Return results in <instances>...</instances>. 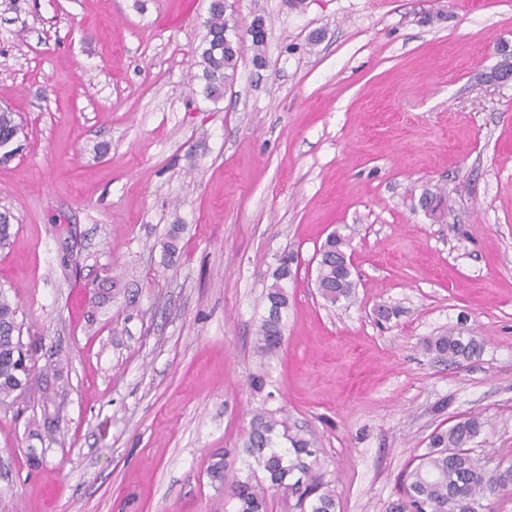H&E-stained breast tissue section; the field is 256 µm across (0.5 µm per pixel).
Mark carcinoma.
<instances>
[{
    "mask_svg": "<svg viewBox=\"0 0 512 512\" xmlns=\"http://www.w3.org/2000/svg\"><path fill=\"white\" fill-rule=\"evenodd\" d=\"M231 16L223 5L212 0L205 21L206 33L195 50L201 68L202 94L217 102L234 81L240 56V44L249 38L255 50L254 60L261 61L265 37L247 29L244 34L230 25ZM22 132L15 113L0 108V147H9ZM421 205L430 216L440 220L448 204L444 196H423ZM13 224L8 212H0V249L10 246ZM350 236L330 233L319 248L316 288L321 298L332 306L347 303L355 295L353 264L348 254ZM264 299L268 314L263 317L255 339L261 357L276 354L283 344L282 311L288 307V294L279 284L268 288ZM424 350L450 363H461L478 356L482 344L473 336L450 330L423 341ZM49 350L47 365L36 366L32 346L22 340L17 307L0 291V406L9 407L36 395L44 408L45 429L59 422L57 398L62 386L61 373ZM54 411H49V408ZM486 421L479 415L465 417L446 429L429 436L426 452L417 456L416 464L406 472L403 494L388 505V512H482V501L490 496L512 499V463H498L490 469L473 454L469 444L485 429ZM236 454L251 459L263 473L268 487L296 497L299 512H336V495L318 469L317 450L311 441L288 425V418L277 412L260 410L250 421L248 436ZM211 482L224 488L233 512H268V502L253 482L255 474L240 478L229 473L221 458L211 464Z\"/></svg>",
    "mask_w": 512,
    "mask_h": 512,
    "instance_id": "carcinoma-1",
    "label": "carcinoma"
}]
</instances>
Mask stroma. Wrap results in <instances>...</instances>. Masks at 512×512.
<instances>
[{
	"label": "stroma",
	"mask_w": 512,
	"mask_h": 512,
	"mask_svg": "<svg viewBox=\"0 0 512 512\" xmlns=\"http://www.w3.org/2000/svg\"><path fill=\"white\" fill-rule=\"evenodd\" d=\"M256 13L267 65L243 45L213 103L208 0H0V107L26 133L0 161V291L36 359H66L55 437L37 401L0 410V512H232L208 469L260 407L312 441L336 512H385L431 432L473 414L476 452L512 460V83L481 79L512 0H236L232 18ZM348 226L356 296L334 308L315 255ZM453 328L478 357L424 351ZM292 260V256L288 254L280 258L277 281L288 277L289 262ZM277 281L268 288L264 296L268 314L263 317L256 332V352L263 358L276 354L283 344L282 311L288 307V294Z\"/></svg>",
	"instance_id": "obj_1"
}]
</instances>
